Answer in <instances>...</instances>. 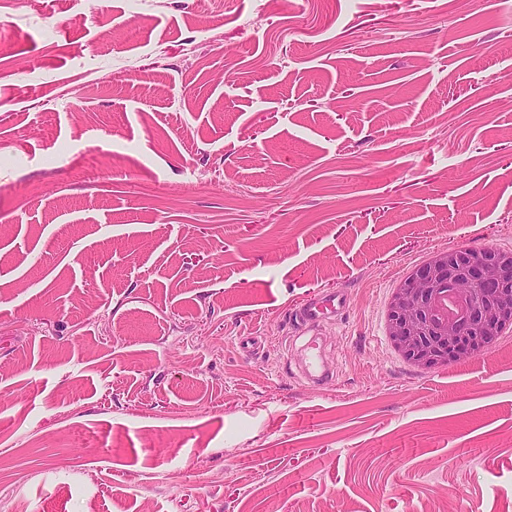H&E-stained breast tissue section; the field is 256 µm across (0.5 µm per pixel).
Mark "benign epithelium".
Masks as SVG:
<instances>
[{"instance_id": "obj_1", "label": "benign epithelium", "mask_w": 512, "mask_h": 512, "mask_svg": "<svg viewBox=\"0 0 512 512\" xmlns=\"http://www.w3.org/2000/svg\"><path fill=\"white\" fill-rule=\"evenodd\" d=\"M456 285L458 306L443 305L448 282ZM512 322V265L486 249L438 252L393 292L387 332L415 364L477 354Z\"/></svg>"}]
</instances>
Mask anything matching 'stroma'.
Wrapping results in <instances>:
<instances>
[{"label": "stroma", "mask_w": 512, "mask_h": 512, "mask_svg": "<svg viewBox=\"0 0 512 512\" xmlns=\"http://www.w3.org/2000/svg\"><path fill=\"white\" fill-rule=\"evenodd\" d=\"M468 249L512 252V0H0V512H512V328L386 332ZM348 307V298L344 291L337 290L320 298L308 301L300 309L299 315L303 322L310 326H319Z\"/></svg>", "instance_id": "obj_1"}]
</instances>
